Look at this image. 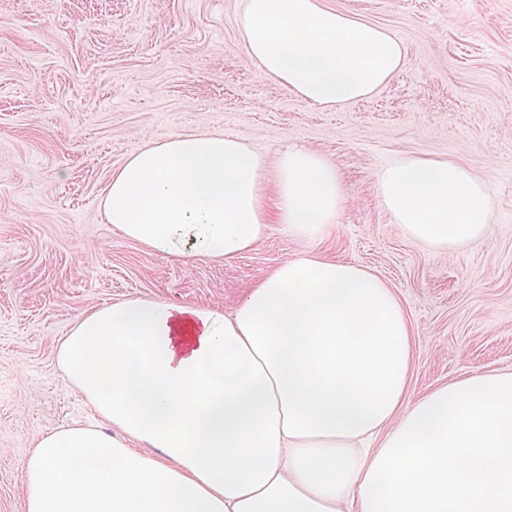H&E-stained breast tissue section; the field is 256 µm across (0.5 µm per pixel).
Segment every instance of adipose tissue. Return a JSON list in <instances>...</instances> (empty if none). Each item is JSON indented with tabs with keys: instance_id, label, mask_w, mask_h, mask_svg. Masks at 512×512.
I'll return each instance as SVG.
<instances>
[{
	"instance_id": "1",
	"label": "adipose tissue",
	"mask_w": 512,
	"mask_h": 512,
	"mask_svg": "<svg viewBox=\"0 0 512 512\" xmlns=\"http://www.w3.org/2000/svg\"><path fill=\"white\" fill-rule=\"evenodd\" d=\"M237 25L260 75L325 109L404 63L391 31L324 0H244ZM377 186L413 239L451 251L488 234L491 192L458 161L403 156ZM346 197L319 152L270 157L198 131L132 154L102 211L155 253L188 242L230 260L273 222L323 238ZM412 336L378 275L318 253L285 259L228 313L135 297L83 314L59 365L99 422L41 439L26 512H512V373L410 398Z\"/></svg>"
}]
</instances>
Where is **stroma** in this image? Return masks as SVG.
Here are the masks:
<instances>
[{
    "label": "stroma",
    "instance_id": "1",
    "mask_svg": "<svg viewBox=\"0 0 512 512\" xmlns=\"http://www.w3.org/2000/svg\"><path fill=\"white\" fill-rule=\"evenodd\" d=\"M395 33L402 68L333 109L262 77L242 0H0V512H26L22 471L90 409L58 346L80 315L131 297L231 311L279 263L316 251L368 268L413 330L409 390L512 371V0H325ZM232 134L274 155L332 159L347 200L328 235L271 225L228 260L164 256L108 224L100 201L144 144ZM428 153L468 165L494 200L485 240L453 252L406 235L376 175Z\"/></svg>",
    "mask_w": 512,
    "mask_h": 512
}]
</instances>
